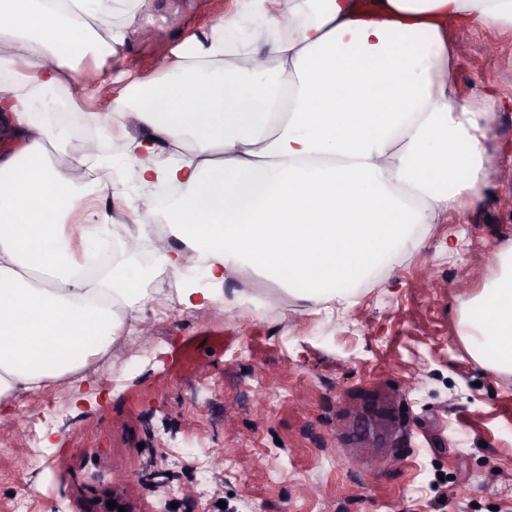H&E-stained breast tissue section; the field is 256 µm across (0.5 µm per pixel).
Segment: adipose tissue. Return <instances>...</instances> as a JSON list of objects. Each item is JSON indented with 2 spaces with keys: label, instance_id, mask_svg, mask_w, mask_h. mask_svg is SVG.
<instances>
[{
  "label": "adipose tissue",
  "instance_id": "adipose-tissue-1",
  "mask_svg": "<svg viewBox=\"0 0 512 512\" xmlns=\"http://www.w3.org/2000/svg\"><path fill=\"white\" fill-rule=\"evenodd\" d=\"M63 2L0 0V126L22 143L0 156L1 421L25 395L92 384V364L148 329L157 298L199 310L252 268L330 309L410 230L482 198L485 112L459 93L448 31L512 28V0H277L273 13L249 0L162 79L130 84L80 75L129 35L106 23V0ZM65 84L142 189H180L169 213L147 198L111 229L77 162L52 163L68 133L46 94ZM151 241L173 287L143 286L133 257ZM496 263L458 337L480 369L511 374L512 245ZM198 266L207 287L187 274Z\"/></svg>",
  "mask_w": 512,
  "mask_h": 512
}]
</instances>
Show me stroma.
<instances>
[{"label":"stroma","instance_id":"stroma-1","mask_svg":"<svg viewBox=\"0 0 512 512\" xmlns=\"http://www.w3.org/2000/svg\"><path fill=\"white\" fill-rule=\"evenodd\" d=\"M242 0H111L143 23L97 78L158 77ZM462 96L490 83L487 165L512 162V29L453 35ZM315 312L252 270L245 303L183 314L155 303L147 336L118 340L84 400L49 390L0 430V512H83L110 491L135 512H512V374L479 370L459 342L464 303L512 241V182L422 231ZM463 235L459 251L448 241ZM223 336L201 367L174 369L185 338Z\"/></svg>","mask_w":512,"mask_h":512}]
</instances>
